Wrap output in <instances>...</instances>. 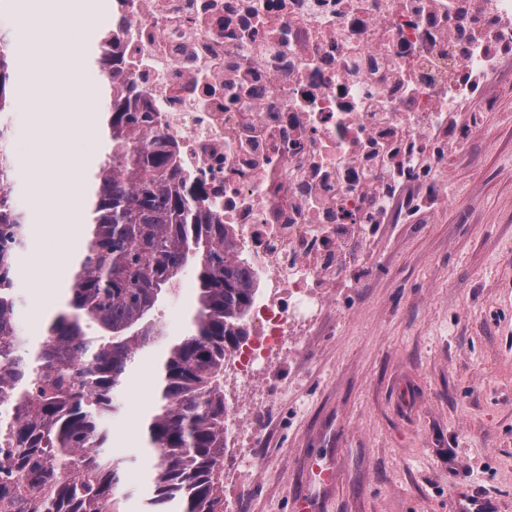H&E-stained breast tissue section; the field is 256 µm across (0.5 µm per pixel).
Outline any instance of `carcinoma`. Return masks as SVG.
<instances>
[{
	"mask_svg": "<svg viewBox=\"0 0 512 512\" xmlns=\"http://www.w3.org/2000/svg\"><path fill=\"white\" fill-rule=\"evenodd\" d=\"M11 43L0 38V512H122L123 460L105 454L107 422L129 373L164 353L147 425L155 462L143 512H224V359L256 296L248 263L201 205L173 152L144 132L149 115L105 102L111 153L93 175L84 251L69 310L31 350L17 326L16 262L31 224L13 194ZM196 282L191 330L171 341L153 318L181 276ZM93 324L95 334L85 327Z\"/></svg>",
	"mask_w": 512,
	"mask_h": 512,
	"instance_id": "1",
	"label": "carcinoma"
}]
</instances>
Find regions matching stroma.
Returning <instances> with one entry per match:
<instances>
[{"label": "stroma", "mask_w": 512, "mask_h": 512, "mask_svg": "<svg viewBox=\"0 0 512 512\" xmlns=\"http://www.w3.org/2000/svg\"><path fill=\"white\" fill-rule=\"evenodd\" d=\"M478 116L448 159L447 202L385 225L364 277L261 375L262 434L246 457L224 451L234 512H512V78L486 88ZM52 246L31 231L18 259V323L33 344L67 306L37 284ZM195 288L185 275L165 303L175 317L157 314L168 337L187 334ZM161 355L131 372L110 423L125 512L149 492L142 425Z\"/></svg>", "instance_id": "35a3bbf8"}]
</instances>
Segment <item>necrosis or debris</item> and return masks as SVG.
I'll return each instance as SVG.
<instances>
[{
    "mask_svg": "<svg viewBox=\"0 0 512 512\" xmlns=\"http://www.w3.org/2000/svg\"><path fill=\"white\" fill-rule=\"evenodd\" d=\"M115 91L251 258L238 384L311 334L381 225L444 194L458 114L512 73V0H110Z\"/></svg>",
    "mask_w": 512,
    "mask_h": 512,
    "instance_id": "obj_1",
    "label": "necrosis or debris"
}]
</instances>
